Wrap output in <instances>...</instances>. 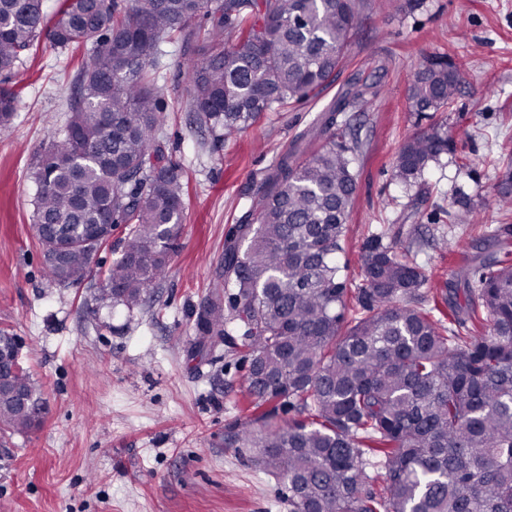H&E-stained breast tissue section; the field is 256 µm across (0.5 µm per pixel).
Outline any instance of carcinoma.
I'll return each mask as SVG.
<instances>
[{"label":"carcinoma","instance_id":"1","mask_svg":"<svg viewBox=\"0 0 512 512\" xmlns=\"http://www.w3.org/2000/svg\"><path fill=\"white\" fill-rule=\"evenodd\" d=\"M0 0V73L46 36L51 47L84 48L70 118L35 171V224H67L71 238L36 237L48 280L91 275V259L118 227V257L96 301L129 311L167 277L185 212L181 168L161 132L164 43L183 52L188 111L223 139L267 112L317 95L334 81L358 26L355 0ZM461 69L426 57L408 86L410 111L444 112ZM365 103L342 95L320 124L297 138L269 172L265 193L224 243V293L197 315V343L250 357L245 394L260 428L230 435L258 449L265 472L288 490L290 512H512V261L473 269L459 311L461 336L418 306L426 270L378 238L367 242L363 283L353 289L336 254L356 190L359 141L338 116ZM19 94L0 87V129L10 128ZM441 123L408 135L394 162L405 184L448 153ZM496 205L512 211V167ZM112 225H104L105 213ZM355 298L360 316L345 320ZM16 348L14 385L41 390ZM295 412L284 419L281 414ZM36 429L0 399V430ZM380 471L383 492L367 489Z\"/></svg>","mask_w":512,"mask_h":512}]
</instances>
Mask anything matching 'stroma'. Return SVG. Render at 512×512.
<instances>
[{"label": "stroma", "mask_w": 512, "mask_h": 512, "mask_svg": "<svg viewBox=\"0 0 512 512\" xmlns=\"http://www.w3.org/2000/svg\"><path fill=\"white\" fill-rule=\"evenodd\" d=\"M360 16L331 85L221 142L192 125L182 48L166 45L162 135L188 184L186 212L166 281L131 312L95 300L113 246L93 257L91 277L58 285L43 276L33 229V166L69 119L83 50L63 61L44 40L14 75L0 74V86L22 90L11 127L0 130V330L23 339L24 365L47 402L38 429L0 434V512H288L284 484L255 452L227 443L256 416L244 392L250 360L199 351L195 319L223 282L224 241L263 193L267 170L354 83L370 93L345 115L360 151L338 262L360 284L363 247L382 236L426 265L425 307L466 334L453 313L464 275L498 252L496 228L512 225V212L495 205L512 161V0H360ZM428 56L463 68L454 104L432 120L407 101ZM435 120L452 151L415 183H398L401 143ZM465 209L471 223H450L449 212Z\"/></svg>", "instance_id": "35a3bbf8"}]
</instances>
